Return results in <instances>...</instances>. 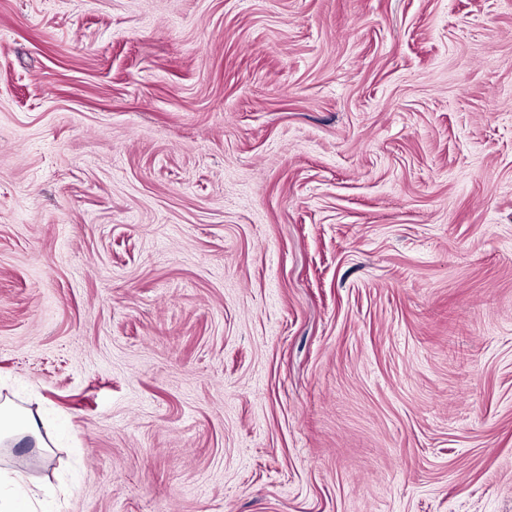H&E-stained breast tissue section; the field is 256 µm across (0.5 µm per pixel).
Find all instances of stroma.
<instances>
[{
	"label": "stroma",
	"mask_w": 512,
	"mask_h": 512,
	"mask_svg": "<svg viewBox=\"0 0 512 512\" xmlns=\"http://www.w3.org/2000/svg\"><path fill=\"white\" fill-rule=\"evenodd\" d=\"M4 399L57 512H512V0H0ZM50 431L34 415L8 401L0 403V445H22L33 443L35 448H49Z\"/></svg>",
	"instance_id": "35a3bbf8"
}]
</instances>
